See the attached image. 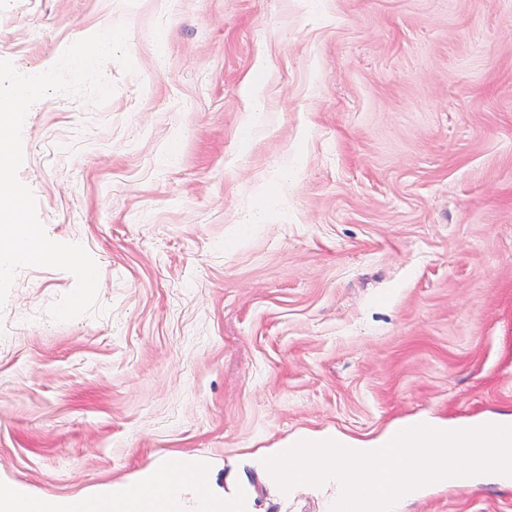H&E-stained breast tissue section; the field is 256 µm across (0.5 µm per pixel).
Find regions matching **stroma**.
Wrapping results in <instances>:
<instances>
[{
	"label": "stroma",
	"mask_w": 512,
	"mask_h": 512,
	"mask_svg": "<svg viewBox=\"0 0 512 512\" xmlns=\"http://www.w3.org/2000/svg\"><path fill=\"white\" fill-rule=\"evenodd\" d=\"M119 24L112 97L24 120L18 178L101 279L57 322L75 276L15 274L0 487L95 500L201 462L186 502L330 512L335 485L281 495L264 457L512 416V0H0V59L46 70ZM283 168L284 214L242 228ZM398 512H512V486L427 484Z\"/></svg>",
	"instance_id": "35a3bbf8"
}]
</instances>
